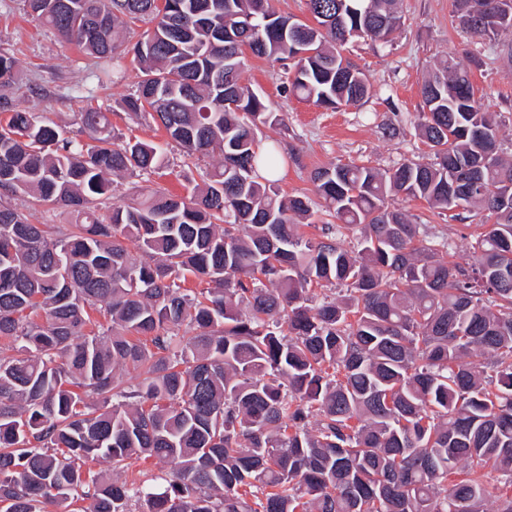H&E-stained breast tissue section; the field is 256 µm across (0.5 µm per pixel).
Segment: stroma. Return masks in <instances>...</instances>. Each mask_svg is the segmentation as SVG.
<instances>
[{"label": "stroma", "instance_id": "stroma-1", "mask_svg": "<svg viewBox=\"0 0 512 512\" xmlns=\"http://www.w3.org/2000/svg\"><path fill=\"white\" fill-rule=\"evenodd\" d=\"M400 6L402 24L392 42L358 39L342 50L373 86L360 104L331 109L284 97L281 65L250 60L243 82L262 93L275 115L274 122L259 127L258 137L263 144L275 145L283 160L275 182L281 193L312 194V172L333 163L354 162L384 171L407 159H428L430 149L416 129L423 107L420 88L436 59L447 53L469 69L478 96L497 114L503 156L512 159V59L505 52L512 45V32L500 37V49L494 52L488 41L460 31L452 17V0H400ZM0 52L18 61L14 98L43 120L75 130L79 112L100 108L110 112L122 140L164 144V131L150 116H131L120 107L138 81L135 63H127L123 81L99 84L93 59L29 15L24 0H0ZM166 153L168 166L150 179L178 195L189 193L203 169L220 160L216 153L201 160L186 158L172 147ZM397 205L432 233L440 256L460 263L469 261L479 225L495 221L484 212L469 225L422 200L401 199Z\"/></svg>", "mask_w": 512, "mask_h": 512}]
</instances>
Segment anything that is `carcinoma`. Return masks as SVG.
Wrapping results in <instances>:
<instances>
[{
  "label": "carcinoma",
  "mask_w": 512,
  "mask_h": 512,
  "mask_svg": "<svg viewBox=\"0 0 512 512\" xmlns=\"http://www.w3.org/2000/svg\"><path fill=\"white\" fill-rule=\"evenodd\" d=\"M398 2L306 0L308 24L272 0H26L105 75L132 54L123 107L222 161L188 196L136 180L114 204L111 176L166 167L159 145L118 141L97 109L72 134L0 94V512H131L145 489L85 465L142 457L169 465L151 512H488L483 470L512 487V163L467 70L447 54L422 86L432 162L313 171L339 221L320 240L299 232L311 198L259 173L280 156L257 138L273 112L242 82L248 57L281 64L287 96L355 105L371 86L331 46L390 41ZM471 2L454 0L462 31L512 32V0L480 26ZM15 68L0 53L1 89ZM395 196L496 222L463 266ZM19 197L78 221L32 224Z\"/></svg>",
  "instance_id": "carcinoma-1"
}]
</instances>
